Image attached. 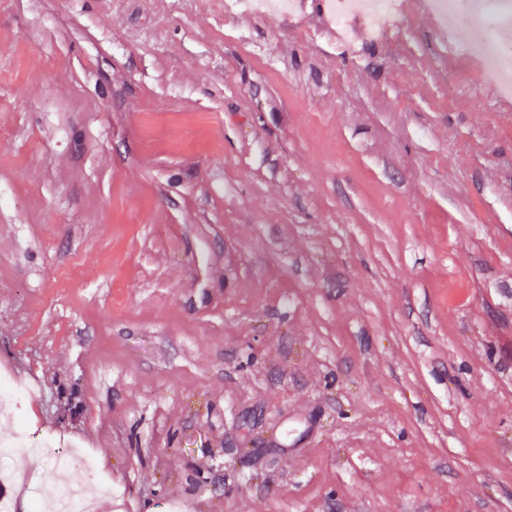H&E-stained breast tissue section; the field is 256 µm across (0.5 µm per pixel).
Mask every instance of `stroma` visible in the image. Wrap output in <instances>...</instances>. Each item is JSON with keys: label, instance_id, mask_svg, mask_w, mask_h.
<instances>
[{"label": "stroma", "instance_id": "obj_1", "mask_svg": "<svg viewBox=\"0 0 512 512\" xmlns=\"http://www.w3.org/2000/svg\"><path fill=\"white\" fill-rule=\"evenodd\" d=\"M0 0V366L99 512H512V97L428 0ZM75 470L91 471V463L88 458L80 454L76 449L70 448L56 459L52 473H67Z\"/></svg>", "mask_w": 512, "mask_h": 512}]
</instances>
